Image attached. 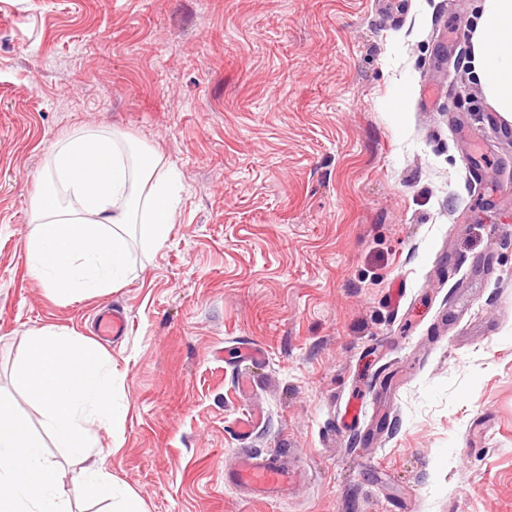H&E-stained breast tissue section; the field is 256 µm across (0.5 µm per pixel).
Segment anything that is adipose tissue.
<instances>
[{"label": "adipose tissue", "mask_w": 512, "mask_h": 512, "mask_svg": "<svg viewBox=\"0 0 512 512\" xmlns=\"http://www.w3.org/2000/svg\"><path fill=\"white\" fill-rule=\"evenodd\" d=\"M473 66L492 106L512 115V0H484L473 38ZM156 151L126 146L120 134L84 133L58 142L48 188L31 205L27 261L59 297L106 295L129 273L126 228L144 244L167 240L179 204L174 174L160 173ZM15 379L42 409V435L31 432L10 399L0 396V512H72L57 483L46 443L92 454L93 426L119 422L112 365L100 348L52 328L33 331ZM109 512H142L136 496L111 475L88 467L74 486Z\"/></svg>", "instance_id": "ef3b65f1"}]
</instances>
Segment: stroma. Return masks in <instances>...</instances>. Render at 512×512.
I'll return each mask as SVG.
<instances>
[{
  "instance_id": "obj_1",
  "label": "stroma",
  "mask_w": 512,
  "mask_h": 512,
  "mask_svg": "<svg viewBox=\"0 0 512 512\" xmlns=\"http://www.w3.org/2000/svg\"><path fill=\"white\" fill-rule=\"evenodd\" d=\"M482 3L0 0V395L40 432L30 332L120 307L125 415L93 434L143 512H512V117L473 69ZM112 130L177 174L174 224L64 300L28 268L30 204L56 143ZM242 447L307 484L239 495Z\"/></svg>"
}]
</instances>
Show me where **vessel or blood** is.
Segmentation results:
<instances>
[{"mask_svg": "<svg viewBox=\"0 0 512 512\" xmlns=\"http://www.w3.org/2000/svg\"><path fill=\"white\" fill-rule=\"evenodd\" d=\"M128 329V317L120 310L102 316L98 325L102 336L121 337ZM296 479V472L288 470L282 457L274 453L239 455L234 466L224 473L226 483L267 498L282 497Z\"/></svg>", "mask_w": 512, "mask_h": 512, "instance_id": "obj_1", "label": "vessel or blood"}]
</instances>
